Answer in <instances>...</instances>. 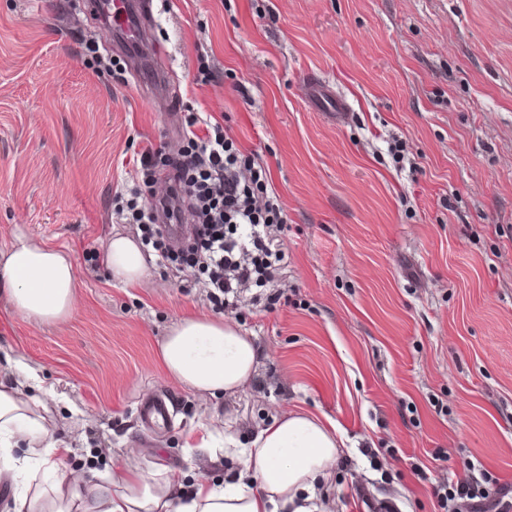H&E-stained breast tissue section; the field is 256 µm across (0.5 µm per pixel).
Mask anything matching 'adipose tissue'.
I'll list each match as a JSON object with an SVG mask.
<instances>
[{"label": "adipose tissue", "instance_id": "obj_1", "mask_svg": "<svg viewBox=\"0 0 512 512\" xmlns=\"http://www.w3.org/2000/svg\"><path fill=\"white\" fill-rule=\"evenodd\" d=\"M111 278L132 286L146 274L144 255L132 237L113 236L103 252ZM76 272L70 255L25 235L0 249V294L21 314L46 323L73 311ZM167 373L202 398L242 389L255 372L259 353L235 323L195 316L175 322L160 345ZM39 446L43 472L25 473V489L13 512H314L320 485L340 454L335 429L299 413L275 417L241 453L234 481L203 480L190 494L162 471L116 472L99 483L61 469L65 451L56 447L42 418L19 395L0 384V474L20 469L19 443Z\"/></svg>", "mask_w": 512, "mask_h": 512}]
</instances>
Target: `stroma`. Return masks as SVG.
Segmentation results:
<instances>
[{
	"label": "stroma",
	"mask_w": 512,
	"mask_h": 512,
	"mask_svg": "<svg viewBox=\"0 0 512 512\" xmlns=\"http://www.w3.org/2000/svg\"><path fill=\"white\" fill-rule=\"evenodd\" d=\"M146 2L170 99L100 0H0V248L21 233L64 249L77 283L56 323L0 297V381L17 380L9 357L40 376L20 394L44 403L65 469H164L189 491L237 474L226 437L302 412L343 442L329 512H443L434 485L484 469L512 486V0ZM311 79L344 118L309 102ZM191 112L268 165L287 304L252 289L216 310L192 269L152 254L140 285L109 278L102 250L136 233L116 211L145 148L144 199L196 222L170 182ZM188 316L256 343L236 394L204 401L165 372L160 344ZM148 396L166 424L142 423Z\"/></svg>",
	"instance_id": "1"
}]
</instances>
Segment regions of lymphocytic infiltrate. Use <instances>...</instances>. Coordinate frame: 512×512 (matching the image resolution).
Wrapping results in <instances>:
<instances>
[{
	"instance_id": "obj_1",
	"label": "lymphocytic infiltrate",
	"mask_w": 512,
	"mask_h": 512,
	"mask_svg": "<svg viewBox=\"0 0 512 512\" xmlns=\"http://www.w3.org/2000/svg\"><path fill=\"white\" fill-rule=\"evenodd\" d=\"M185 147L175 167L178 182L193 201L197 222L188 249L176 251L164 242L153 207L131 192L120 223L135 225L143 246L152 247L170 269L200 272V286L215 305L234 306L240 292L278 282L287 265L280 238L286 215L269 192L270 170L260 163H240L235 139L213 116L191 114L182 131ZM497 498L468 486H445L440 497L446 512H459L468 499L470 512H512V488L496 486Z\"/></svg>"
}]
</instances>
